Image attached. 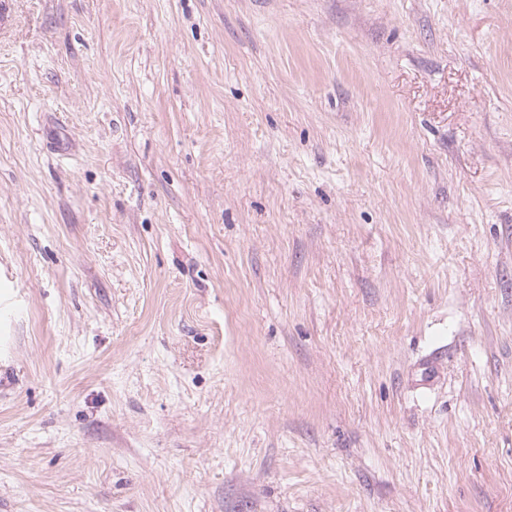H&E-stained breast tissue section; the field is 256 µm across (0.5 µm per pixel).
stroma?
Wrapping results in <instances>:
<instances>
[{
    "mask_svg": "<svg viewBox=\"0 0 512 512\" xmlns=\"http://www.w3.org/2000/svg\"><path fill=\"white\" fill-rule=\"evenodd\" d=\"M0 512H512V0H9Z\"/></svg>",
    "mask_w": 512,
    "mask_h": 512,
    "instance_id": "35a3bbf8",
    "label": "stroma"
}]
</instances>
